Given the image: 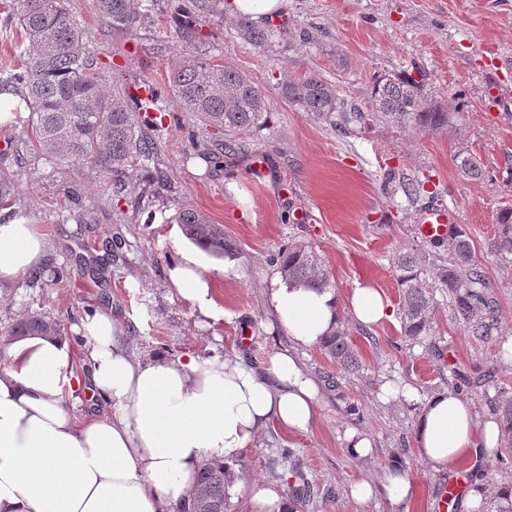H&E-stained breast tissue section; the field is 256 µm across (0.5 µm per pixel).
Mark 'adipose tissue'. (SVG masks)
<instances>
[{"mask_svg":"<svg viewBox=\"0 0 512 512\" xmlns=\"http://www.w3.org/2000/svg\"><path fill=\"white\" fill-rule=\"evenodd\" d=\"M48 256L34 225L0 219V289L31 277ZM202 250L181 245L169 280L206 319L225 316L210 288L227 263L202 264ZM270 304L291 341L262 365L243 357L199 362L158 353L141 360L120 344L108 309L80 320L76 337L31 335L0 353V512H177L197 492L203 461L233 468L269 425L307 430L318 385L302 367L299 349L320 345L343 319L339 296L275 278ZM354 317L375 325L393 310L374 288L357 286ZM84 349L75 365L73 340ZM103 411L75 419L77 393ZM385 396L419 401L416 453L431 471L495 447L496 418H479L461 392L445 388L418 396L389 385Z\"/></svg>","mask_w":512,"mask_h":512,"instance_id":"obj_1","label":"adipose tissue"}]
</instances>
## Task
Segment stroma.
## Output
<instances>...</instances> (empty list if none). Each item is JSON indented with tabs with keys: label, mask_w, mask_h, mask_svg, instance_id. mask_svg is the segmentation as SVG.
<instances>
[{
	"label": "stroma",
	"mask_w": 512,
	"mask_h": 512,
	"mask_svg": "<svg viewBox=\"0 0 512 512\" xmlns=\"http://www.w3.org/2000/svg\"><path fill=\"white\" fill-rule=\"evenodd\" d=\"M133 4L151 11L153 20L126 35L110 30L94 0H69L85 32V51L97 60L110 95L123 101L136 83L167 84L179 61L200 56L249 77L268 100V121L237 134L241 152L227 169L193 157L185 131L145 128L157 159L137 161L118 187L94 167L68 170L33 150L17 160V150L31 137L28 110L11 126L0 124V139L9 142L0 151V174L18 192L13 211L50 246L41 283L23 282L0 298V347L23 314L59 321L70 336L86 312L108 307L129 350L140 357L191 353L204 362L240 355L262 364L290 344L268 301L279 273L271 258L288 245L308 244L329 268L341 299L362 283L381 291L394 315L370 326L344 314V331L362 357L357 373L337 368L321 347L299 349L320 388L315 420L305 431L271 426L263 432L237 462L247 487L227 500L226 512H249L250 487L263 480H279L291 490L293 479L272 463L279 448L297 452L313 487L297 512H436L449 476L432 472L416 454L417 404L385 399L383 387L407 384L422 396L454 388L482 417L490 415L488 400L497 391L512 393V364L503 360V345L512 338V257L495 252L496 214L512 207V103L494 101L489 93L493 81L512 83V0H288L285 14L269 22L287 30V44L265 53L241 39L242 19L225 16L221 0H205L196 18L201 35L188 46L175 41L171 16L177 0ZM414 69L426 74V91L435 101L459 113L448 128L419 132L377 123L342 134L282 95L287 80L314 72L365 109L375 76ZM464 149L480 158L485 178L460 174L455 157ZM258 154L268 170L256 180L250 165ZM153 168L162 180L150 185L145 177ZM405 177L423 181L426 196H405L399 184ZM147 188L152 201L137 208ZM179 202L223 225L239 246L233 268L210 280L226 312L221 322L202 317L169 281L180 241L173 220ZM427 206L449 212L472 240L499 306V323L487 339L467 333L441 287L432 290L428 335L413 341L401 332L396 257L413 252L429 280L444 258L418 233ZM79 208L92 213L93 224H76ZM58 267L67 268V275L51 277ZM351 404L359 415H347ZM349 429L369 435L373 457L347 454ZM394 461L414 480L413 499L396 504L379 496L360 503L349 496L351 484L378 482ZM460 466L461 486L480 481L488 492L473 505L459 495L456 512H490L500 486L512 484V457L492 464L483 451Z\"/></svg>",
	"instance_id": "1"
}]
</instances>
